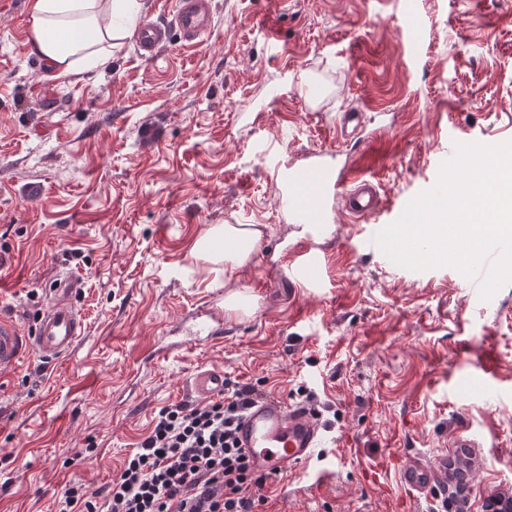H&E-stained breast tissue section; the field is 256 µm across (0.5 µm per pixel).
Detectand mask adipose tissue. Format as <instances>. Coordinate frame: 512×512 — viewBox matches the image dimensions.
I'll list each match as a JSON object with an SVG mask.
<instances>
[{
    "mask_svg": "<svg viewBox=\"0 0 512 512\" xmlns=\"http://www.w3.org/2000/svg\"><path fill=\"white\" fill-rule=\"evenodd\" d=\"M142 8V0H32L30 46L54 77L93 72L134 33ZM261 237L251 224H214L194 252L209 263L241 269L252 262Z\"/></svg>",
    "mask_w": 512,
    "mask_h": 512,
    "instance_id": "adipose-tissue-1",
    "label": "adipose tissue"
}]
</instances>
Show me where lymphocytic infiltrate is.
<instances>
[{
  "mask_svg": "<svg viewBox=\"0 0 512 512\" xmlns=\"http://www.w3.org/2000/svg\"><path fill=\"white\" fill-rule=\"evenodd\" d=\"M261 397L254 384L234 382L206 403L162 408L111 484L70 485L59 512H259L265 499L254 491L266 476L236 430Z\"/></svg>",
  "mask_w": 512,
  "mask_h": 512,
  "instance_id": "1",
  "label": "lymphocytic infiltrate"
}]
</instances>
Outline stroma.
I'll list each match as a JSON object with an SVG mask.
<instances>
[{"instance_id":"35a3bbf8","label":"stroma","mask_w":512,"mask_h":512,"mask_svg":"<svg viewBox=\"0 0 512 512\" xmlns=\"http://www.w3.org/2000/svg\"><path fill=\"white\" fill-rule=\"evenodd\" d=\"M30 4L0 0V314L34 330L69 272L87 329L67 358L0 373V512L105 488L158 411L190 400L200 365L324 409L318 460L268 478L264 512H483L512 497V283L483 301L453 267L364 246L455 143L512 141V0H212L200 43L175 36L145 59L130 37L103 70L58 79L28 43ZM349 110L379 144L387 207L354 219L307 175L296 210L331 221L299 237L280 177L355 157L357 137L336 134ZM213 224L262 229L249 266L192 255ZM299 241L318 254L311 284L290 271ZM230 290L254 312L204 348L173 347L179 319ZM412 458L437 476L416 495L398 483Z\"/></svg>"}]
</instances>
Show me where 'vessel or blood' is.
I'll return each mask as SVG.
<instances>
[{
    "label": "vessel or blood",
    "instance_id": "b4317fda",
    "mask_svg": "<svg viewBox=\"0 0 512 512\" xmlns=\"http://www.w3.org/2000/svg\"><path fill=\"white\" fill-rule=\"evenodd\" d=\"M177 28L186 40L198 42L212 29L210 0H176L174 23H143L139 29L138 48L156 55L167 43L170 28ZM334 197L340 198L347 212L361 219L378 214L383 199L372 178L362 170H340L332 184ZM80 281L69 274L59 275L51 290L46 313L39 319L33 335L23 334L14 321L0 319V372L15 368L25 358L58 361L70 355L85 334L86 326L75 305ZM224 335L223 307L207 304L193 308L186 320L182 349H197ZM192 390L211 397L224 390V373L203 366L192 375ZM240 445L250 453L259 472L275 475L290 466L309 464L323 436L317 417L306 405L287 406L274 398L256 402L247 411L238 431ZM432 472L429 465L407 462L401 469L404 490L428 488Z\"/></svg>",
    "mask_w": 512,
    "mask_h": 512
}]
</instances>
